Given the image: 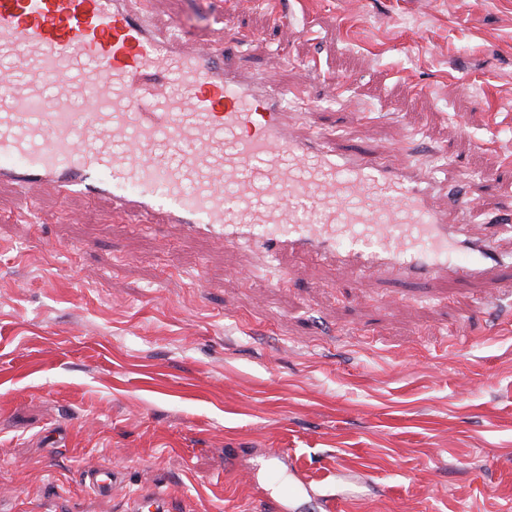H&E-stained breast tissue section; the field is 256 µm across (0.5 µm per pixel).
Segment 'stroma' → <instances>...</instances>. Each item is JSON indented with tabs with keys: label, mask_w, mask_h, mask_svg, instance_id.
Returning a JSON list of instances; mask_svg holds the SVG:
<instances>
[{
	"label": "stroma",
	"mask_w": 512,
	"mask_h": 512,
	"mask_svg": "<svg viewBox=\"0 0 512 512\" xmlns=\"http://www.w3.org/2000/svg\"><path fill=\"white\" fill-rule=\"evenodd\" d=\"M293 88L338 146L478 189L512 277V0H133ZM495 171V192L481 191ZM268 264L0 185V512H512V296ZM118 481L99 495L85 471ZM173 500L162 493L140 494L128 501L127 512H172Z\"/></svg>",
	"instance_id": "stroma-1"
}]
</instances>
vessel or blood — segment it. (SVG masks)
Instances as JSON below:
<instances>
[{
	"mask_svg": "<svg viewBox=\"0 0 512 512\" xmlns=\"http://www.w3.org/2000/svg\"><path fill=\"white\" fill-rule=\"evenodd\" d=\"M0 183L110 198L196 236L305 251L428 282L490 279L493 242L460 238L473 201L405 157L299 132L291 89L228 52L155 33L126 0H0ZM162 493L126 512H173Z\"/></svg>",
	"mask_w": 512,
	"mask_h": 512,
	"instance_id": "obj_1",
	"label": "vessel or blood"
}]
</instances>
